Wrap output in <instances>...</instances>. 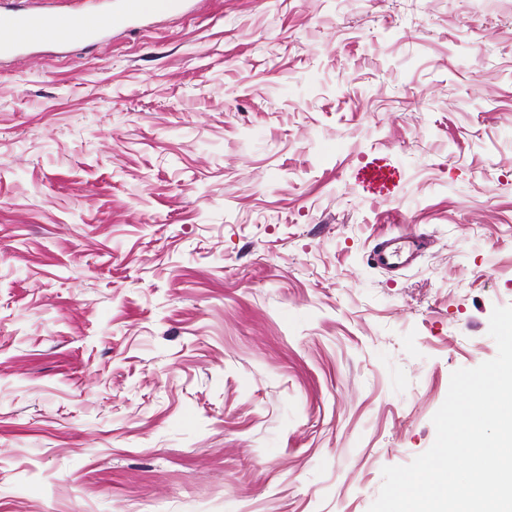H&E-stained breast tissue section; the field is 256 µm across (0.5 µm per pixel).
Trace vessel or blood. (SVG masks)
<instances>
[{
  "instance_id": "vessel-or-blood-1",
  "label": "vessel or blood",
  "mask_w": 512,
  "mask_h": 512,
  "mask_svg": "<svg viewBox=\"0 0 512 512\" xmlns=\"http://www.w3.org/2000/svg\"><path fill=\"white\" fill-rule=\"evenodd\" d=\"M184 0H121L119 12L59 8L40 16L18 10L0 16V59L22 61L33 41L64 46L75 38L96 39L106 31L160 15L178 14Z\"/></svg>"
}]
</instances>
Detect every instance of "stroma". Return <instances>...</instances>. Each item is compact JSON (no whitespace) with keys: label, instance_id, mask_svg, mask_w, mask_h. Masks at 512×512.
Segmentation results:
<instances>
[{"label":"stroma","instance_id":"stroma-1","mask_svg":"<svg viewBox=\"0 0 512 512\" xmlns=\"http://www.w3.org/2000/svg\"><path fill=\"white\" fill-rule=\"evenodd\" d=\"M509 305L512 0H201L0 62V512H368ZM386 239L380 242L374 251V260L380 265H392L401 257L402 244L407 245L409 248H420L422 246L423 239L417 238L413 240ZM400 241V242H398Z\"/></svg>","mask_w":512,"mask_h":512}]
</instances>
